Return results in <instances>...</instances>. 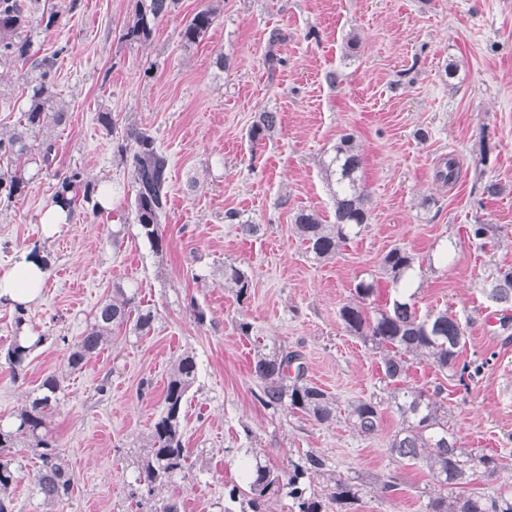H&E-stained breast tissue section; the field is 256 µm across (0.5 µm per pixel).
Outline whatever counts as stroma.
Segmentation results:
<instances>
[{
    "label": "stroma",
    "instance_id": "obj_1",
    "mask_svg": "<svg viewBox=\"0 0 512 512\" xmlns=\"http://www.w3.org/2000/svg\"><path fill=\"white\" fill-rule=\"evenodd\" d=\"M136 0H38L53 11L51 30L26 37L38 57L55 56L54 91L68 114L47 130L55 144L51 171L28 166L22 195L0 202V273L24 252L47 259L39 300L16 326L14 305L0 301V347L16 330L44 342L24 374L0 364V422L11 423L43 379L64 390L49 430L73 477L67 501L53 506L33 491L36 457L14 449L21 466L8 494L13 512H153L136 484L137 465L163 407L168 374L191 352L198 375L188 393L183 436L194 466L162 489L180 512H240L232 488L242 465L260 460L288 469L307 450L321 453L324 475L305 478L324 491L336 476L362 481L357 512H422L433 481L427 468L397 466L387 454L399 427L384 410L379 433L358 436L345 418L317 424L293 410L272 411L257 398L253 346L235 328L247 319L257 335L299 354L308 378L351 400L385 401L378 354L348 333L340 306L362 278L377 277L376 305L393 290L381 261L393 247L419 257L409 285L419 313L448 310L466 327L460 360L490 358L469 387L424 361L407 386H442L462 447L501 457L493 481L475 488L512 491V325L488 329L500 314L484 285L495 268L512 267V0H180L152 36L121 38ZM216 11L205 39L184 46L183 25ZM280 28L284 63L268 69L266 37ZM356 48H348L349 38ZM63 55H56L59 46ZM26 65L0 58V136L18 127L31 94ZM278 113L271 137L251 141L258 113ZM111 113L113 131L98 122ZM144 128L170 156L169 202L162 252L143 238L131 210L132 176L116 153L118 137ZM362 155L361 183L371 219L332 260L314 261L297 238L301 208L333 218L323 164L342 136ZM455 157L458 175L436 171ZM80 169L86 181L112 186V207L84 202L52 238L42 213L58 189L55 171ZM502 187L484 194L485 184ZM237 211L259 230L242 235L224 214ZM490 224L487 243L468 239ZM123 229L120 242L112 232ZM252 275L250 298L224 287V266ZM116 287L137 293L155 315L148 335L118 331L78 373L67 346L82 336L99 303ZM206 313L197 323L194 308ZM393 475L382 497L375 477Z\"/></svg>",
    "mask_w": 512,
    "mask_h": 512
}]
</instances>
